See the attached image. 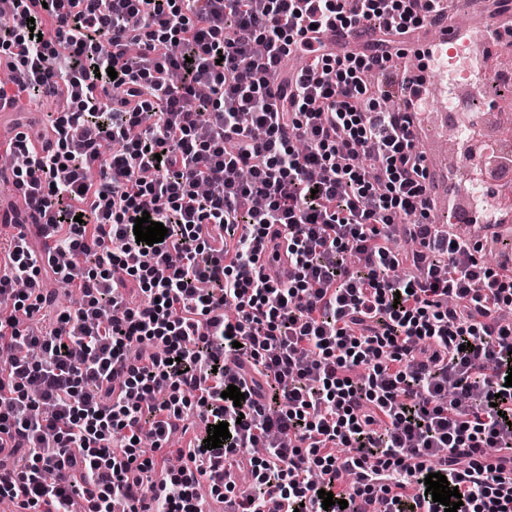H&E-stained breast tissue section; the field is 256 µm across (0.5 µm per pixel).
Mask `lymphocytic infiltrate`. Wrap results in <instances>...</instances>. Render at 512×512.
Masks as SVG:
<instances>
[{"label": "lymphocytic infiltrate", "mask_w": 512, "mask_h": 512, "mask_svg": "<svg viewBox=\"0 0 512 512\" xmlns=\"http://www.w3.org/2000/svg\"><path fill=\"white\" fill-rule=\"evenodd\" d=\"M5 2L9 81L65 107L12 170L42 222L0 260V497L33 512H73L79 494L88 512H445L426 493L437 471L459 512H512V271L428 224L423 104L382 108L379 56L309 48L283 70L310 30L368 27L387 49L440 0ZM145 213L162 242H137ZM266 253L287 256L288 280ZM48 276L81 297L37 333L15 314L52 304ZM192 406L229 438L194 436L176 468L145 456Z\"/></svg>", "instance_id": "1"}]
</instances>
